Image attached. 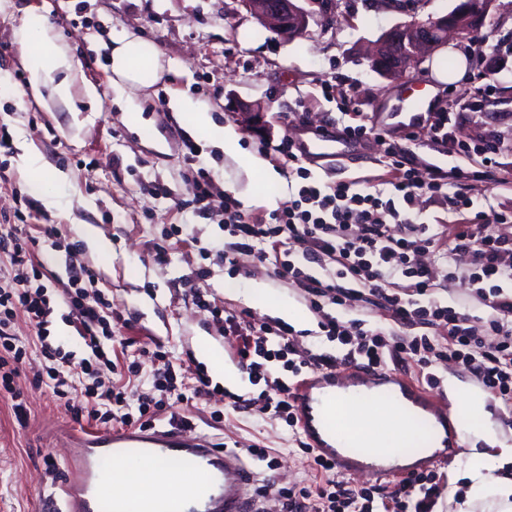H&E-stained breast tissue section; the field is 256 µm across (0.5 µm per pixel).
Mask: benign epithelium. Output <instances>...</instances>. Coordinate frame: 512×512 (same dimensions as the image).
Returning a JSON list of instances; mask_svg holds the SVG:
<instances>
[{"label":"benign epithelium","instance_id":"obj_1","mask_svg":"<svg viewBox=\"0 0 512 512\" xmlns=\"http://www.w3.org/2000/svg\"><path fill=\"white\" fill-rule=\"evenodd\" d=\"M323 6L326 0H242L250 14L269 32L280 38L294 40L309 35L310 22L316 11L303 2ZM389 9L408 13L411 19L387 30L367 56L371 67L381 76L407 79L411 69L428 54L448 45L452 35L465 39L469 32L480 30L490 23L495 0H459L455 9L439 17L421 19L411 0H384ZM232 111L247 115V127L256 135L265 136L261 123L265 107L235 103Z\"/></svg>","mask_w":512,"mask_h":512}]
</instances>
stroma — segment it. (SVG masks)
<instances>
[{
	"label": "stroma",
	"instance_id": "obj_1",
	"mask_svg": "<svg viewBox=\"0 0 512 512\" xmlns=\"http://www.w3.org/2000/svg\"><path fill=\"white\" fill-rule=\"evenodd\" d=\"M492 14L489 34L496 51L485 54L480 65L466 42L435 52L434 60L447 69L454 53H462L467 71L458 82L440 84L428 109L410 113L409 94L434 82L430 64L422 63L411 81H392L376 74L362 56L365 47L404 19L381 0H337L331 20L311 25L307 37L294 41L265 31L241 0H0V125L8 127L15 147L14 154L0 158L10 178L0 186V213L23 208L28 196L41 200L38 217L28 221L29 234L41 241L36 258L54 281H66L69 269L79 265L94 268L97 289L112 302V348L119 365L158 345L185 364L205 369L235 352L237 337L226 332L223 319L198 308L184 284L202 267L209 275L200 286L225 313L245 310L254 321L270 320V312L242 294L251 283L263 284L270 296L305 311L307 323L294 328L301 347L328 348L319 313L299 288L275 278L271 263L243 255L237 267L216 264L215 249L224 241V200L234 197L245 213L265 219L287 207L297 188L287 157H274L273 146L285 137L295 141L303 133L343 125L364 126L366 133L352 142L350 160L311 164L321 182L343 179L382 187L390 178L389 144L409 152L421 172L431 163L454 173L471 170L470 157L432 139L429 128L436 112L451 117L456 144L491 136L499 171L512 172V0H496ZM33 15L46 18L73 60L70 102L58 101L48 84L41 99L29 94L30 75L16 34ZM123 31L155 45L160 75L151 86L119 95L111 86L107 60L113 35ZM489 69L496 72L490 83L481 78ZM462 93L468 105L455 104ZM232 97L265 105L269 138L244 128L228 109ZM182 98L203 103L217 123L234 127L240 146L271 162L278 180L262 181L213 146L203 130L171 109V102ZM188 138L200 147L198 166L213 178L204 215L194 211L184 148ZM24 145L38 156L39 170L21 165L17 149ZM57 173L66 175L67 182L59 204L52 206L44 203L41 186ZM158 184L169 188L170 196L155 194ZM48 227L64 250L43 243ZM88 227L109 243V253L89 246ZM457 264L459 276L453 281L446 268L436 267V298L487 316L468 285V257L460 256ZM50 331L62 351L72 353V373L80 374L87 352L64 303H57ZM47 366L43 358H31L16 382L30 411L26 424L16 421L11 394L0 391V512H54L53 494L67 474L68 439L78 432L113 430L91 418L73 420L48 388H35ZM439 377L429 394L445 398L462 421H471L474 414L459 397L460 391L475 389L471 376L445 363ZM220 406L215 397L199 401L188 417L217 446L255 443L265 448L267 460L254 462L258 486L318 482L317 471L284 422L232 410L214 418ZM484 446L483 436L468 432L449 456L430 462V469L448 476L440 512H500L495 497L473 501L468 496L465 460ZM49 457L54 460L50 466L45 463Z\"/></svg>",
	"mask_w": 512,
	"mask_h": 512
}]
</instances>
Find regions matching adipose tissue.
<instances>
[{"mask_svg": "<svg viewBox=\"0 0 512 512\" xmlns=\"http://www.w3.org/2000/svg\"><path fill=\"white\" fill-rule=\"evenodd\" d=\"M26 63L31 73L30 90L39 95L43 79L56 71H67L72 59L56 44L43 19H30L18 33ZM112 85L115 88L147 85L150 76L158 72L157 52L154 45L139 36L122 35L114 40L111 51ZM188 118L192 126L205 130L210 140L222 146L225 154L240 157L247 168L262 175L269 182L278 175L260 157L241 154L239 135L234 128L214 124L208 112L193 109ZM358 416L369 430L370 441L382 448H402L416 433L414 417L407 410L380 400L376 405L359 409ZM512 458V448L501 449L499 454L471 453L466 467L473 480L472 491L479 494L493 490L501 498L512 497V482L497 478L495 472L504 461ZM197 475L163 466L156 462L119 461L113 463L107 476L112 494L136 496L142 490H152L161 497H170L197 486Z\"/></svg>", "mask_w": 512, "mask_h": 512, "instance_id": "adipose-tissue-1", "label": "adipose tissue"}]
</instances>
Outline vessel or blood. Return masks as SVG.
Instances as JSON below:
<instances>
[{
	"instance_id": "vessel-or-blood-1",
	"label": "vessel or blood",
	"mask_w": 512,
	"mask_h": 512,
	"mask_svg": "<svg viewBox=\"0 0 512 512\" xmlns=\"http://www.w3.org/2000/svg\"><path fill=\"white\" fill-rule=\"evenodd\" d=\"M346 148V141L319 133L304 142L301 154L318 162L340 158ZM373 390L389 391L410 402L432 423L441 447H454L461 429L456 412L409 379L356 366L315 371L293 387L299 427L316 455L330 460L337 471L392 477L407 473L390 452L372 447L358 421L350 417L355 404L365 402ZM75 444L78 452L69 461V480L82 484L84 495L78 499L64 494L59 512H128V501L104 488L107 463L126 458L175 461L202 477L194 490L172 499L142 494V512H263L250 495L256 473L241 449L215 448L207 437L155 428L84 433L76 437Z\"/></svg>"
}]
</instances>
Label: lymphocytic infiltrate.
<instances>
[{
    "label": "lymphocytic infiltrate",
    "instance_id": "f902f5d3",
    "mask_svg": "<svg viewBox=\"0 0 512 512\" xmlns=\"http://www.w3.org/2000/svg\"><path fill=\"white\" fill-rule=\"evenodd\" d=\"M273 151L296 165L295 199L266 222L245 214L234 199H227L224 230L229 240L217 256L234 266L242 255L262 263L271 261V254L281 253V260L273 261L275 277L302 288L311 308L322 314V333L342 353L301 350L285 326L257 325L241 316H227L228 331L240 341V367L252 382L265 385L251 401V410L293 428L297 417L292 379L303 371L341 365L370 370L410 360L431 385L437 383L436 371L442 363L455 362L512 412V235L498 230L499 225L512 222V215L500 213L486 220L470 191H450L447 171L434 165L427 176H419L407 155L391 147L386 150L391 166L386 192L346 180L319 185L308 168L299 165L291 141H281ZM423 191L451 195L457 220L447 232L416 223L414 200ZM38 244L37 238L23 235L20 225L0 223V253L8 256L11 266L8 275H0L1 389L14 393L33 347L50 363L48 388L77 419L86 415L104 424L148 428L164 413L178 420L181 408L209 396L204 373L192 375L187 368L171 365L152 373L150 389L142 391L133 404L123 386L102 381L99 364L111 370L117 367L103 343L112 334V303L96 290L97 273L85 265L70 270L62 290L88 352L83 360L85 381L75 383L66 369L68 356L50 339L54 301L40 281L34 254ZM460 255L469 256V285L491 310L481 335L465 308L442 305L434 297V265L456 272ZM319 268L324 276H316ZM396 276L406 279V287H391L390 280ZM373 300L390 312L395 324L420 327V334L393 336L367 328L363 319L346 320L335 314L336 309L352 311L359 303ZM21 320L35 332L33 345L19 337ZM271 360L282 362L289 378L270 377L265 364ZM315 466L321 474L315 486H282L264 492L275 512H435L447 485L444 474L422 469L398 481L391 492L377 496L371 489L336 481L330 462L319 459Z\"/></svg>",
    "mask_w": 512,
    "mask_h": 512
}]
</instances>
